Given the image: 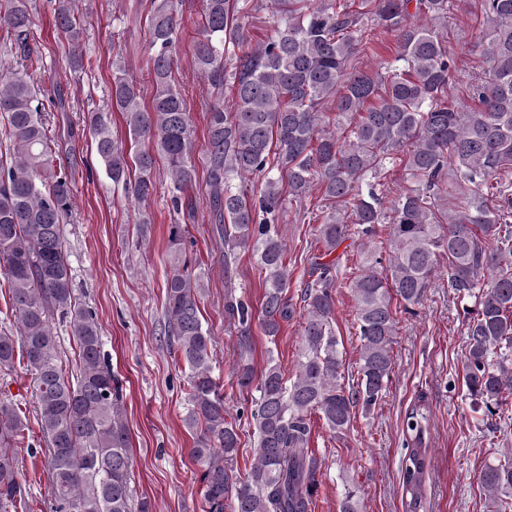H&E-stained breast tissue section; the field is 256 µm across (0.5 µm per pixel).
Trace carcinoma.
<instances>
[{
  "label": "carcinoma",
  "instance_id": "obj_1",
  "mask_svg": "<svg viewBox=\"0 0 512 512\" xmlns=\"http://www.w3.org/2000/svg\"><path fill=\"white\" fill-rule=\"evenodd\" d=\"M77 0H53L54 26L80 42L86 23ZM188 0H151L148 15L151 99L119 62L112 63V112L131 139L149 147L134 157L112 133L111 112L85 120L114 187L139 200L157 192L156 158L168 166L175 213L197 185L194 129L183 89L171 80ZM452 0H202L201 37L191 62L217 98L206 109L205 190L212 241L224 269V317L232 324L240 391L251 396L255 463L236 470L240 439L227 419L213 376V336L201 321V274L180 259L185 228L169 227L173 268L165 282L166 335L189 369L185 426L194 433L203 512H311L321 461L309 448L311 414L332 433L350 428L356 410L382 399L393 371L397 316L432 287L448 258V288L473 297L465 320L463 381L472 400L490 409L512 394V182L490 180L512 170V0H480L487 27L480 45L489 69L467 88L474 106L448 100L456 62L444 28ZM267 10L279 23L254 46L250 15ZM31 0H0V120L12 148L0 151V274L8 283L15 328H0V372L21 354L34 375L35 413L47 442L52 512H149L135 502L130 437L119 385L103 354L96 313L72 286L64 224L72 174L56 164L51 116L34 76L44 68ZM397 52L383 72L353 62L379 38ZM231 96L226 103L224 94ZM403 167L413 186L388 197L381 176ZM452 185L450 210L440 189ZM329 204L316 228L324 252L313 258L300 308L288 298L286 244L279 228L284 197L312 190ZM388 247L385 269L375 240ZM359 249L361 273L348 284L360 341L356 384L344 383L332 326L339 259L347 240ZM263 275L261 318L236 293L240 251ZM303 319L297 373L288 382L268 354L256 373L252 325L275 340L282 324ZM68 324L79 372L69 374L55 320ZM25 417L0 399V512L25 501L17 448ZM402 471L404 512H423L430 466L429 414L408 412ZM490 502L512 509V459L479 474Z\"/></svg>",
  "mask_w": 512,
  "mask_h": 512
}]
</instances>
